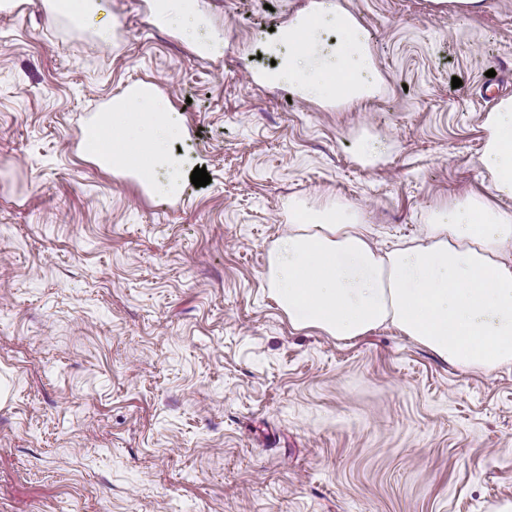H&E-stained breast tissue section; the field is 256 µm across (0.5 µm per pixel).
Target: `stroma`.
I'll list each match as a JSON object with an SVG mask.
<instances>
[{
    "mask_svg": "<svg viewBox=\"0 0 512 512\" xmlns=\"http://www.w3.org/2000/svg\"><path fill=\"white\" fill-rule=\"evenodd\" d=\"M381 93L332 109L252 79L258 29L308 0H202L224 52L112 0L101 49L43 0L0 12V512H496L512 367L448 365L390 327L298 331L262 281L293 196L360 207L382 247L486 190L483 84L512 95V0H341ZM462 84L449 89L448 75ZM181 113L211 181L170 203L98 169L83 125L132 82ZM371 138L367 166L351 143ZM437 13L448 19H461L473 16L485 8L484 0H430Z\"/></svg>",
    "mask_w": 512,
    "mask_h": 512,
    "instance_id": "35a3bbf8",
    "label": "stroma"
}]
</instances>
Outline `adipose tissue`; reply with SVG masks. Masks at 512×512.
Returning a JSON list of instances; mask_svg holds the SVG:
<instances>
[{
	"instance_id": "ef3b65f1",
	"label": "adipose tissue",
	"mask_w": 512,
	"mask_h": 512,
	"mask_svg": "<svg viewBox=\"0 0 512 512\" xmlns=\"http://www.w3.org/2000/svg\"><path fill=\"white\" fill-rule=\"evenodd\" d=\"M52 18L107 49L116 39L111 0H45ZM153 22L204 56H217L199 0H152ZM281 51L261 81L304 102L349 105L378 95L369 35L340 0H311L276 37ZM83 129L84 156L149 195L178 200L200 159L186 149L178 110L155 85L124 89ZM480 166L487 191L431 206L417 238L379 247L361 208L292 198L288 231L266 252L263 283L297 330L351 341L392 326L441 360L491 373L512 365V97L486 112Z\"/></svg>"
}]
</instances>
